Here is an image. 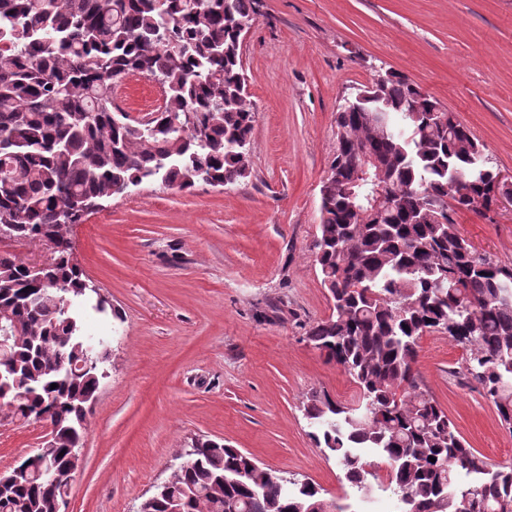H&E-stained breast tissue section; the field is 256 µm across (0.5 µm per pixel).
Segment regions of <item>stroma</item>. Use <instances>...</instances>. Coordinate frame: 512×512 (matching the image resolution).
Masks as SVG:
<instances>
[{
  "instance_id": "stroma-1",
  "label": "stroma",
  "mask_w": 512,
  "mask_h": 512,
  "mask_svg": "<svg viewBox=\"0 0 512 512\" xmlns=\"http://www.w3.org/2000/svg\"><path fill=\"white\" fill-rule=\"evenodd\" d=\"M255 107L251 175L224 188L144 183L72 225L73 256L113 311L79 309L109 343L66 512H139L205 437L315 483L348 512L362 499L311 439L312 393L352 405L351 377L307 340L332 312L314 244L336 110L394 71L439 100L512 170V0H260L241 47ZM477 253L512 264V210L457 217ZM466 351L439 333L415 368L456 431L512 465V431L456 375ZM46 426L0 417V472L41 448Z\"/></svg>"
}]
</instances>
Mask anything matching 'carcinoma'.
I'll return each instance as SVG.
<instances>
[{"label":"carcinoma","instance_id":"carcinoma-1","mask_svg":"<svg viewBox=\"0 0 512 512\" xmlns=\"http://www.w3.org/2000/svg\"><path fill=\"white\" fill-rule=\"evenodd\" d=\"M259 0H0V225L27 243L58 242L43 280L0 254V311L20 325L0 363V410L39 415L55 438L0 475V512H57L78 466L87 414L108 361L75 304L90 281L74 262L68 229L102 201L145 181L180 191L248 178L255 110L246 89L240 26ZM169 94L148 125L116 112L112 87L136 73ZM368 146L379 182L401 204L374 206L352 184ZM496 171L484 145L430 95L394 73L377 77L336 111V153L320 188L315 258L332 314L307 339L357 384L358 405L315 393L311 436L359 493L388 465L381 490L401 512H512V465L470 447L415 369L420 338L441 333L466 350L461 374L512 429V266L478 254L457 228L489 209ZM82 354L96 359L73 371ZM56 383L58 387L51 388ZM143 512H346L309 481L291 482L238 448L208 438ZM436 458L431 462L428 457Z\"/></svg>","mask_w":512,"mask_h":512}]
</instances>
